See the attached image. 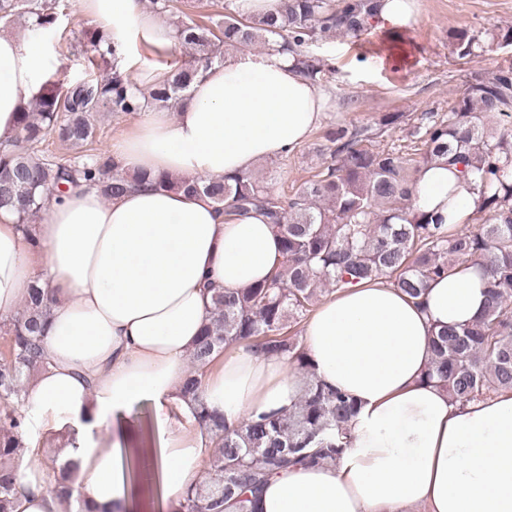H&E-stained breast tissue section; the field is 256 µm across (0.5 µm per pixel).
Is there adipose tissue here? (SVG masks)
<instances>
[{
    "mask_svg": "<svg viewBox=\"0 0 512 512\" xmlns=\"http://www.w3.org/2000/svg\"><path fill=\"white\" fill-rule=\"evenodd\" d=\"M80 8L115 47L139 41L162 54L174 45L172 28L140 0H80ZM47 56L39 40L0 34V144L15 138L22 107L40 97ZM327 104L292 55H230L202 69L178 111L143 113L110 154L130 174L249 172L305 142ZM413 202L458 225L481 208L471 184L442 161L418 172ZM46 207L39 224L0 212V319L31 286L48 294V364L26 383L18 439L31 445L45 432H71L75 443L62 455L79 471L48 470L28 453L12 512H67L52 492L60 482L75 484L85 512H118L131 502L133 458L154 461L165 499L178 506L214 448L196 422L199 403L234 427L298 400L288 357L244 343L206 370L198 397L183 390L213 290L271 278L282 263L280 237L260 212L225 216L207 198L147 183L109 200L80 184ZM485 283L475 263L431 282L420 304L380 279L315 307L303 330L306 356L317 381L355 399L351 439L336 461L270 478L257 512H403L414 503L428 512H512V392L459 405L423 380L431 332L479 319ZM145 399L154 405L149 441L96 443V431L119 426L123 411Z\"/></svg>",
    "mask_w": 512,
    "mask_h": 512,
    "instance_id": "ef3b65f1",
    "label": "adipose tissue"
}]
</instances>
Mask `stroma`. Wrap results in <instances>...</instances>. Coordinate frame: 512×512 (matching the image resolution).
<instances>
[{"mask_svg":"<svg viewBox=\"0 0 512 512\" xmlns=\"http://www.w3.org/2000/svg\"><path fill=\"white\" fill-rule=\"evenodd\" d=\"M416 5L418 16L410 29L374 25L356 38L333 35L311 45V52L333 69L321 85L329 97L327 114L292 153L256 166L254 173L264 186L287 191L311 180L322 164L319 148L326 129L374 125L392 112L412 120L430 110L444 112L449 101L463 93L471 73L512 67V42L500 38L512 26V0H416ZM94 27L81 12L79 0H60L56 24L43 33L53 57L48 77L69 85L102 80L117 71L139 82L145 68H168L192 58L179 46L157 57L140 45L131 47L128 55L103 58L86 37ZM462 29L479 36L478 56L458 57L453 36ZM138 119L135 113L102 108L91 144L94 153H108L113 139Z\"/></svg>","mask_w":512,"mask_h":512,"instance_id":"obj_1","label":"stroma"}]
</instances>
